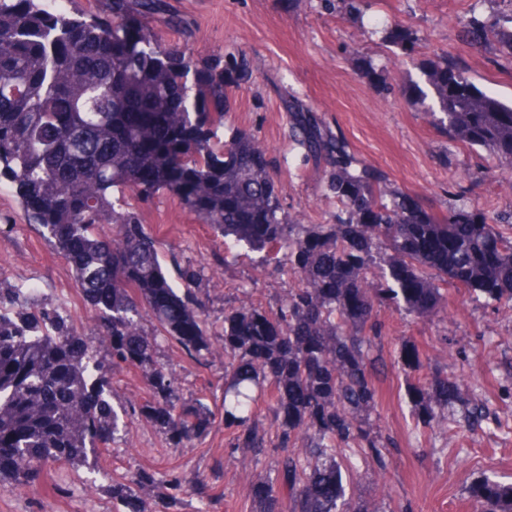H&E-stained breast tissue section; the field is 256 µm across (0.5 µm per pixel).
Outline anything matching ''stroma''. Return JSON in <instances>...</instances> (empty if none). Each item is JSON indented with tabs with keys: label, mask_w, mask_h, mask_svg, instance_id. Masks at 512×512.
<instances>
[{
	"label": "stroma",
	"mask_w": 512,
	"mask_h": 512,
	"mask_svg": "<svg viewBox=\"0 0 512 512\" xmlns=\"http://www.w3.org/2000/svg\"><path fill=\"white\" fill-rule=\"evenodd\" d=\"M183 24L167 27L162 17L147 25L167 47L187 53L196 66L235 59L243 73L226 82L231 103L218 131L228 138L250 130L264 145L280 187V204L298 224H332L340 209L329 196L321 168L305 160L288 140L285 101L303 103L341 139L355 167H367L388 190L404 192L434 213L475 203L512 213V166L482 149L471 150L441 133L406 89L422 81V62L438 56L465 69L484 92L512 101V58H491L459 39L462 22L512 14V0H361L359 13L324 10L319 0H168ZM408 30L414 53L383 42L376 26ZM371 62L378 78L358 70ZM145 228L157 236L170 277L193 265L207 301L212 354L201 364L172 340L158 341L157 360L172 373L180 395L202 399L214 413L204 436L185 446L169 443L153 422L136 418L99 456L102 475L81 466L43 465L36 480L0 481V512H115L113 482L138 475L185 478L186 491L174 512H256L254 483L273 477L279 450L246 463L231 445L224 424V308L238 303L240 286L275 308L294 276L262 274L260 256L240 249L225 254L209 225L168 194L142 205ZM0 278L36 290L67 322L97 337L93 312L75 286L68 264L27 223L8 181H0ZM380 340L372 352L377 390L372 435L380 455H367L354 477L355 498L371 512H474L468 489L491 478L512 483V308L449 291L443 322L405 315L383 305L377 311ZM420 352V364L404 369L401 344ZM459 381L464 395L482 409L472 416L460 404L447 411L453 431L418 423L409 385L428 384L435 373ZM114 403L139 406L152 400L150 382L128 367L112 379Z\"/></svg>",
	"instance_id": "35a3bbf8"
}]
</instances>
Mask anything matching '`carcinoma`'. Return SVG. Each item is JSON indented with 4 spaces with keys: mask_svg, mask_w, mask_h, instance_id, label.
Here are the masks:
<instances>
[{
    "mask_svg": "<svg viewBox=\"0 0 512 512\" xmlns=\"http://www.w3.org/2000/svg\"><path fill=\"white\" fill-rule=\"evenodd\" d=\"M165 8L163 0H109L104 11L76 18L45 0H0V79L21 85L16 98L0 83V179L70 266L100 335L112 338L91 344L57 307L0 279V448L13 451V461L0 462V480L26 485L46 461L93 465L132 419L112 402V375L126 366L149 378L154 399L141 415L174 445L200 438L211 423L208 405L181 399L143 327L150 321L186 354L206 358L204 303L190 288L198 273L181 268L188 288L177 291L140 211L113 201L116 193L140 204L169 193L224 238V248L283 250L300 279L274 309L241 300L224 310L232 445L255 457L269 446L281 452L275 478L254 485L258 512H372L354 499L351 474L356 448L381 454L368 421L375 304L439 318L451 285L511 306L512 237L474 205L441 217L386 190L289 102V137L306 157L326 161V190L342 205L336 223L295 231L270 163L257 161L255 136L236 129L218 137L230 68L191 71L143 26ZM504 21L512 24V14L474 18L459 37L489 55L512 54ZM382 34L405 50L412 45L403 28ZM423 74L425 87L410 86L408 97L432 99L436 126L450 140L511 166L512 105L446 58L424 63ZM178 77L184 93L174 97L169 86ZM254 386L274 421L271 434L259 425ZM410 397L426 423H438L437 408L461 399V389L438 374ZM182 487L178 475H141L112 485V498L125 512H148L150 500L169 510ZM471 497L476 512H512V484L485 478Z\"/></svg>",
    "mask_w": 512,
    "mask_h": 512,
    "instance_id": "obj_1",
    "label": "carcinoma"
}]
</instances>
